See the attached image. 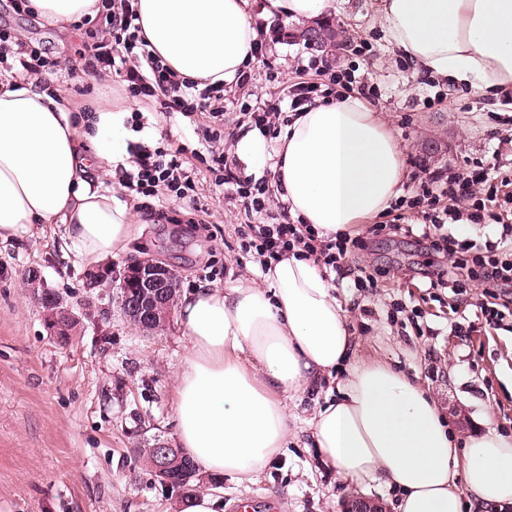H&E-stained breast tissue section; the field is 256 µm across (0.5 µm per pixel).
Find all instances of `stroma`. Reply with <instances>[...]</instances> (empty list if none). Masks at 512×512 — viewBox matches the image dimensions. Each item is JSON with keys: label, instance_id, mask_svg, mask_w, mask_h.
<instances>
[{"label": "stroma", "instance_id": "35a3bbf8", "mask_svg": "<svg viewBox=\"0 0 512 512\" xmlns=\"http://www.w3.org/2000/svg\"><path fill=\"white\" fill-rule=\"evenodd\" d=\"M250 2L267 54L252 66V87L224 91L228 149L243 128L242 104L261 99L288 110L284 90L299 81L296 58L307 52L291 37L294 23L265 14L263 0ZM379 9L380 0H336L328 20L352 45H369L354 62L376 87L370 106L390 123L407 173L467 168L494 155L512 164V124L500 120L508 111L502 95L445 81L438 88L448 106L425 107L433 89L410 62L394 57ZM4 25L62 60L80 58L92 42L85 31H62L0 8ZM88 84L102 108L126 107L127 97L110 77L93 81L78 70L50 78L51 88L65 89L76 108L85 103L78 90ZM139 110L146 118L143 136L156 141L170 134L196 144L192 120L163 116L144 101ZM430 141L439 148L432 158L422 151ZM201 202L208 221L193 224L189 208L151 200L165 220L144 224L129 251L111 258L113 269L153 258L176 270L183 291L203 283L208 264L222 271L223 287L256 276L255 263L237 265L235 228L247 221L243 208L216 190L204 191ZM359 258L381 270L377 293L342 284L336 295L363 353L419 376L459 436L488 426L511 434L512 332L477 323L481 288L457 298L425 291L420 277L431 257L410 237L371 238ZM32 268L41 273L40 287L62 297L80 320L69 345L51 335L37 289L24 282ZM86 270L66 249L59 224H40L0 243V512H182L178 492L156 481L137 451L158 439L177 441L173 392L188 340L174 323L160 335H143L121 316L111 293L86 290ZM397 303L404 311L393 322ZM453 321L468 326L469 334L452 335ZM322 399L310 390L299 396L287 445L256 482L224 477L213 490L219 512H238L244 502L254 512H341L357 497L312 446L306 422Z\"/></svg>", "mask_w": 512, "mask_h": 512}]
</instances>
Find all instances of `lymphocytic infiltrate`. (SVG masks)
<instances>
[{
	"mask_svg": "<svg viewBox=\"0 0 512 512\" xmlns=\"http://www.w3.org/2000/svg\"><path fill=\"white\" fill-rule=\"evenodd\" d=\"M96 16L104 18L105 34L96 41L92 56L67 61V69L81 70L93 78L117 76L127 94L155 103L159 112L203 118L197 127V147L169 143L154 148L140 145L132 150L128 166L119 167L116 173L120 190L132 197L161 195L173 203L192 205L199 176L206 171L212 175L214 186L228 187L231 199L243 206L246 214L266 212L272 197L267 180L241 175L228 162L224 128L216 123L224 114L223 86L202 87L178 78L144 36L132 0H99ZM6 52L12 53L14 61L30 75L55 74L59 65L45 48L18 32L0 28V54ZM308 67L317 79L290 86L292 110H300L316 97H329L334 86L367 100L374 97L372 84L357 75L348 53L330 61L311 60ZM405 207L416 210L420 223H403L400 212ZM393 208L394 217L372 225L370 232L376 236L416 233L428 241L430 249L445 260L432 272L430 287L462 288L476 280L497 289L501 298L512 296V176L503 173L498 160L465 170L449 167L425 172L414 179L409 196L395 200ZM462 221L498 225L500 237L481 244L458 240L451 228ZM235 232L242 255L260 266L296 252L313 259L335 280H352L358 290L376 285L365 265L350 264L351 255L363 244L349 234L323 237L312 225L288 218L278 224H240Z\"/></svg>",
	"mask_w": 512,
	"mask_h": 512,
	"instance_id": "1",
	"label": "lymphocytic infiltrate"
}]
</instances>
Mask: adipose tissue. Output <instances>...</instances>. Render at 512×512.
I'll use <instances>...</instances> for the list:
<instances>
[{
  "label": "adipose tissue",
  "mask_w": 512,
  "mask_h": 512,
  "mask_svg": "<svg viewBox=\"0 0 512 512\" xmlns=\"http://www.w3.org/2000/svg\"><path fill=\"white\" fill-rule=\"evenodd\" d=\"M95 0H30L57 26ZM248 0H138L140 25L179 76L235 83L258 34ZM393 53L433 79L481 91L512 86V0H383ZM127 111L75 118L65 94L0 79V240L60 224L68 249L94 264L126 253L142 233L133 205L93 186L128 157ZM237 155L272 168L274 192L293 220L351 232L399 198L407 178L381 113L355 97L322 99L291 113L275 152L242 131ZM189 340L176 376L178 445L198 474L256 481L284 448L289 403L340 371L337 394L309 421L324 465L356 487L395 493L394 512H504L512 506V436L490 429L459 439L415 376L361 356L347 310L313 259L288 256L258 279L195 286L178 301Z\"/></svg>",
  "instance_id": "adipose-tissue-1"
}]
</instances>
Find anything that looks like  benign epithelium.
Masks as SVG:
<instances>
[{
  "label": "benign epithelium",
  "instance_id": "benign-epithelium-1",
  "mask_svg": "<svg viewBox=\"0 0 512 512\" xmlns=\"http://www.w3.org/2000/svg\"><path fill=\"white\" fill-rule=\"evenodd\" d=\"M124 280L134 288L133 294H117L124 316L146 323L151 330L160 331L173 317V297L178 288L177 273L164 263L153 260H132L123 269ZM154 467L167 478L176 463L175 448L163 443L153 445Z\"/></svg>",
  "mask_w": 512,
  "mask_h": 512
}]
</instances>
